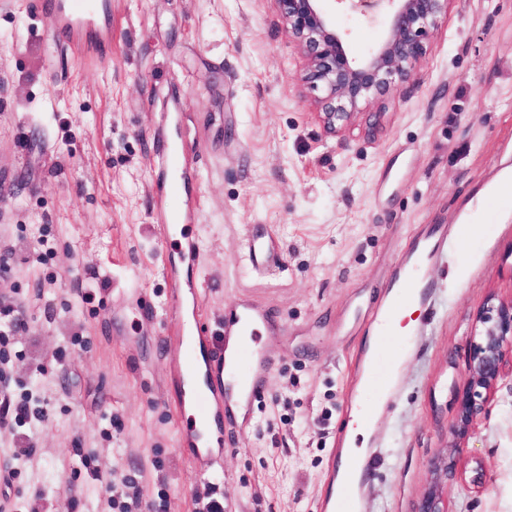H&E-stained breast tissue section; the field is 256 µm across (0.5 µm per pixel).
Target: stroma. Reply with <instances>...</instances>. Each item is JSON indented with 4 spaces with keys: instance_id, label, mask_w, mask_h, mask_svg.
I'll use <instances>...</instances> for the list:
<instances>
[{
    "instance_id": "stroma-1",
    "label": "stroma",
    "mask_w": 512,
    "mask_h": 512,
    "mask_svg": "<svg viewBox=\"0 0 512 512\" xmlns=\"http://www.w3.org/2000/svg\"><path fill=\"white\" fill-rule=\"evenodd\" d=\"M37 0H0V512H113L122 481L143 503L197 512H321L332 448L368 346L363 318L437 224L461 227L431 267L424 335L390 334L404 357L356 487L353 512H416L448 451V512H512V363L467 436L454 434L476 317L512 298V0H450L414 75L327 132L302 81L306 58L274 0H112V63L89 69L43 28ZM354 53L376 43L334 0ZM166 112L198 181L203 309L217 327L242 297L269 309L275 365L244 433L215 448L217 480L177 445L163 396L154 136ZM276 225L281 270L243 260L247 225ZM25 308L12 328L2 311ZM47 409L46 418L38 410Z\"/></svg>"
}]
</instances>
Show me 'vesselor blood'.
I'll list each match as a JSON object with an SVG mask.
<instances>
[{"label": "vessel or blood", "mask_w": 512, "mask_h": 512, "mask_svg": "<svg viewBox=\"0 0 512 512\" xmlns=\"http://www.w3.org/2000/svg\"><path fill=\"white\" fill-rule=\"evenodd\" d=\"M37 8L46 29L71 48L78 58L95 64L105 63L112 53V0H38ZM156 158L167 178L158 198L161 211L169 224L182 219L183 188L178 171L186 157L175 146L171 124H163L156 135ZM196 252V242L187 247H167L164 271L172 290L193 287L192 278H181L176 257L182 250ZM448 251V233L436 230L423 246L405 260L393 285L401 296L416 294L419 300L429 295L428 268L442 261ZM244 259L257 274L265 275L281 266L279 245L267 228L253 225L244 240ZM193 325L176 320L163 342L170 346L169 366L172 383L179 396L174 402L178 415L197 412L203 423L229 424L237 431L249 426L248 408L254 397L265 388L268 374L275 363L260 348L251 352L230 349L233 336L254 337L259 333L275 334L276 329L267 308L241 299L224 313L220 335H210L205 327L202 308H195Z\"/></svg>", "instance_id": "b4317fda"}]
</instances>
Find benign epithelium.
I'll use <instances>...</instances> for the list:
<instances>
[{"label":"benign epithelium","instance_id":"obj_1","mask_svg":"<svg viewBox=\"0 0 512 512\" xmlns=\"http://www.w3.org/2000/svg\"><path fill=\"white\" fill-rule=\"evenodd\" d=\"M307 66L303 82L315 93L324 127L347 128L362 108L384 98L410 79L427 53L428 43L448 15L450 0H347L368 22L384 23L381 39L356 56L344 39L329 0H276ZM477 340L470 346L468 376L459 398L456 433L465 437L484 411L512 351V299L489 301L478 316ZM448 483V452L440 451L433 480L417 512H448L443 489Z\"/></svg>","mask_w":512,"mask_h":512}]
</instances>
